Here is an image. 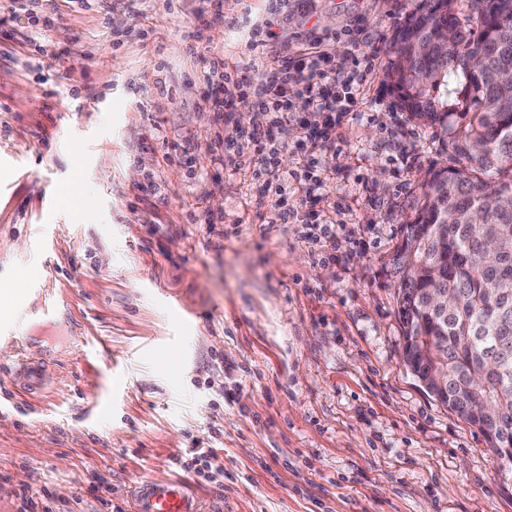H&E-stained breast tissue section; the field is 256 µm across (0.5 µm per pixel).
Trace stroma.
Returning <instances> with one entry per match:
<instances>
[{
  "label": "stroma",
  "mask_w": 512,
  "mask_h": 512,
  "mask_svg": "<svg viewBox=\"0 0 512 512\" xmlns=\"http://www.w3.org/2000/svg\"><path fill=\"white\" fill-rule=\"evenodd\" d=\"M419 3L219 0L205 22L204 0H23L0 22V288L20 278L0 317V512H127L144 477L185 482L207 512H512L482 435L401 359L390 260L442 158L383 73ZM316 48L339 76L373 69L346 114L279 135L292 177L265 189L233 138L269 112L219 119L205 73L296 75ZM166 143L194 151L168 161ZM23 319L39 405L6 379ZM198 441L223 486L178 466Z\"/></svg>",
  "instance_id": "stroma-1"
}]
</instances>
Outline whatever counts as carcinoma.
Returning <instances> with one entry per match:
<instances>
[{
  "mask_svg": "<svg viewBox=\"0 0 512 512\" xmlns=\"http://www.w3.org/2000/svg\"><path fill=\"white\" fill-rule=\"evenodd\" d=\"M458 31L449 46L443 30ZM384 82L434 129L430 168L391 259L404 338L434 339L448 370L440 403L472 427L492 407L512 439V0H422L394 30ZM448 294V316L428 306Z\"/></svg>",
  "mask_w": 512,
  "mask_h": 512,
  "instance_id": "cac0c4a2",
  "label": "carcinoma"
}]
</instances>
